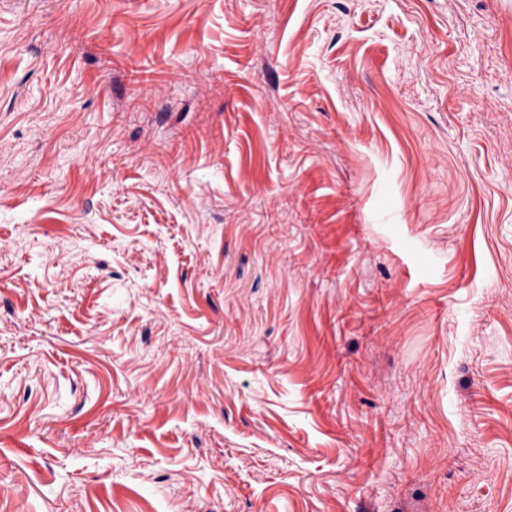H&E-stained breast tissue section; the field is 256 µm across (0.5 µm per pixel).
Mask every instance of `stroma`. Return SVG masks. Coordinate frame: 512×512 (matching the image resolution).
I'll use <instances>...</instances> for the list:
<instances>
[{
    "instance_id": "35a3bbf8",
    "label": "stroma",
    "mask_w": 512,
    "mask_h": 512,
    "mask_svg": "<svg viewBox=\"0 0 512 512\" xmlns=\"http://www.w3.org/2000/svg\"><path fill=\"white\" fill-rule=\"evenodd\" d=\"M0 512H512V0H0Z\"/></svg>"
}]
</instances>
